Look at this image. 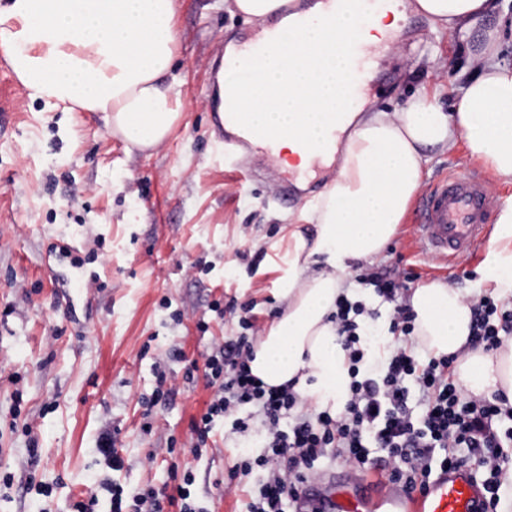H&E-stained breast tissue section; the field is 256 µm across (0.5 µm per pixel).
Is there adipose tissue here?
Returning <instances> with one entry per match:
<instances>
[{"label": "adipose tissue", "mask_w": 512, "mask_h": 512, "mask_svg": "<svg viewBox=\"0 0 512 512\" xmlns=\"http://www.w3.org/2000/svg\"><path fill=\"white\" fill-rule=\"evenodd\" d=\"M282 0H224L228 11L265 25L278 18L285 34L267 42L254 83L239 91L233 73L218 88L219 107L243 113L256 131L277 137L283 156L304 158L338 135L325 165L336 173L309 216L314 239L293 236L288 273L279 281L282 311L253 346L251 372L266 386L293 384L320 410L343 408L350 382L339 342L336 301L356 299L350 263L382 256L420 188L433 154L465 143L472 159L512 179V66L500 61L512 42V15L498 0H401L359 24L360 0L335 9L316 0L301 29L282 16ZM432 29L470 34L491 14L497 27L474 56L475 72L455 84L422 87L398 110L351 107V48L377 51L397 39L407 13ZM177 0H10L0 9V51L30 96L104 116L131 147L161 144L181 115L172 73L178 44ZM479 286L512 309V196L506 197L479 267ZM409 305L419 342L457 354L466 392H502L512 402V343L495 352L470 345L473 303L434 281L413 291Z\"/></svg>", "instance_id": "adipose-tissue-1"}]
</instances>
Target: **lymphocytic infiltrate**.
Segmentation results:
<instances>
[{
	"label": "lymphocytic infiltrate",
	"mask_w": 512,
	"mask_h": 512,
	"mask_svg": "<svg viewBox=\"0 0 512 512\" xmlns=\"http://www.w3.org/2000/svg\"><path fill=\"white\" fill-rule=\"evenodd\" d=\"M357 280L393 307L391 330L398 338L382 375L361 377L356 318L364 308L339 300L336 318L351 377L345 409L338 415L327 410L296 415L299 397L292 385L268 388L251 373L250 332L256 321L240 317L243 335L211 347L203 363L186 369L189 380L203 371L212 391L205 411L191 422L196 448L205 447L216 425L227 418L235 432L261 439L263 454L242 458L230 470L231 478L250 479L244 487L245 512H286V504L298 499L327 459L341 460L354 472L381 470L409 493L423 489L436 469L474 465L485 475L483 512H497L503 479L512 469V406L497 394L466 397L455 379L454 356L416 354L409 343L413 316L403 302L406 281L386 269L358 274ZM509 335L512 315L499 312L492 298H481L473 307V342L493 351ZM413 388L420 393L416 412L408 406ZM97 451L112 474L93 481L90 492L109 494V512H166L170 507L207 512L193 490L192 469H185L180 483L170 488H129L114 477L124 461L111 433L100 435Z\"/></svg>",
	"instance_id": "lymphocytic-infiltrate-1"
}]
</instances>
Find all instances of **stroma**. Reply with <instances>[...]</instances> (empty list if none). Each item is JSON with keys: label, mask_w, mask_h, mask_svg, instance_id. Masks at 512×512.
I'll list each match as a JSON object with an SVG mask.
<instances>
[{"label": "stroma", "mask_w": 512, "mask_h": 512, "mask_svg": "<svg viewBox=\"0 0 512 512\" xmlns=\"http://www.w3.org/2000/svg\"><path fill=\"white\" fill-rule=\"evenodd\" d=\"M496 25L486 19L464 42L409 15L396 50L378 56L366 100L391 109L423 85H449ZM176 29L182 116L142 152L128 151L102 113L31 98L0 53V477H13L11 487L0 484V512H43L42 497L23 489L31 475L55 484L53 512H71L90 478L108 473L96 450L106 430L123 450L127 485H162L173 465L186 464L210 512L244 508V492L228 489L241 437L224 428L191 454V422L211 391L185 381L171 350L182 346L192 359L240 334L236 317L211 312L215 302L253 307L267 329L281 308L289 234L311 238L316 227L306 219L310 202L282 201L275 178L225 154L214 125L209 73L227 38L255 25L224 0H178ZM413 222L406 216L385 258L361 270L394 269L419 287H476L482 254L448 272L422 254ZM159 368L177 394L150 409L145 435L143 399ZM169 446L171 459L148 463Z\"/></svg>", "instance_id": "obj_1"}]
</instances>
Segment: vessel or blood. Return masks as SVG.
Segmentation results:
<instances>
[{
	"instance_id": "vessel-or-blood-1",
	"label": "vessel or blood",
	"mask_w": 512,
	"mask_h": 512,
	"mask_svg": "<svg viewBox=\"0 0 512 512\" xmlns=\"http://www.w3.org/2000/svg\"><path fill=\"white\" fill-rule=\"evenodd\" d=\"M242 113L223 115L224 143L245 147L236 133ZM493 196L484 177L463 169L436 181L416 208L413 226L426 254L457 263L482 240ZM484 491L470 467L439 471L423 491L405 493L386 481L381 472L350 475L343 486L326 478L308 483L297 502V512H481Z\"/></svg>"
}]
</instances>
